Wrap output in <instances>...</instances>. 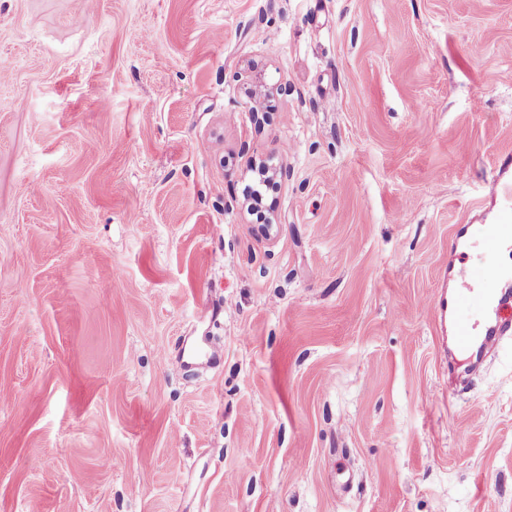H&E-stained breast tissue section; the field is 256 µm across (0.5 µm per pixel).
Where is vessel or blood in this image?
Segmentation results:
<instances>
[{
  "label": "vessel or blood",
  "instance_id": "b4317fda",
  "mask_svg": "<svg viewBox=\"0 0 512 512\" xmlns=\"http://www.w3.org/2000/svg\"><path fill=\"white\" fill-rule=\"evenodd\" d=\"M505 249L512 251V220L480 225L476 233L464 231L454 240L448 323L459 365H469L512 332V322L504 318L512 310V272L492 262Z\"/></svg>",
  "mask_w": 512,
  "mask_h": 512
}]
</instances>
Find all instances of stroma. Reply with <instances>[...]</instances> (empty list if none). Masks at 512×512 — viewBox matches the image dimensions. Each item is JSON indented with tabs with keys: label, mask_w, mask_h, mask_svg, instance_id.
<instances>
[{
	"label": "stroma",
	"mask_w": 512,
	"mask_h": 512,
	"mask_svg": "<svg viewBox=\"0 0 512 512\" xmlns=\"http://www.w3.org/2000/svg\"><path fill=\"white\" fill-rule=\"evenodd\" d=\"M511 164L512 0H0V512H512ZM473 237L480 242L482 256L469 266L458 264L456 260L467 255L465 249ZM504 248L512 251V220L479 224L476 233L467 228L454 240L448 260V283L454 288L448 302V323L461 366L492 350L512 331V324L504 318V312L512 310V272L500 267L512 268L509 251H502ZM499 254L500 266L486 261Z\"/></svg>",
	"instance_id": "35a3bbf8"
}]
</instances>
